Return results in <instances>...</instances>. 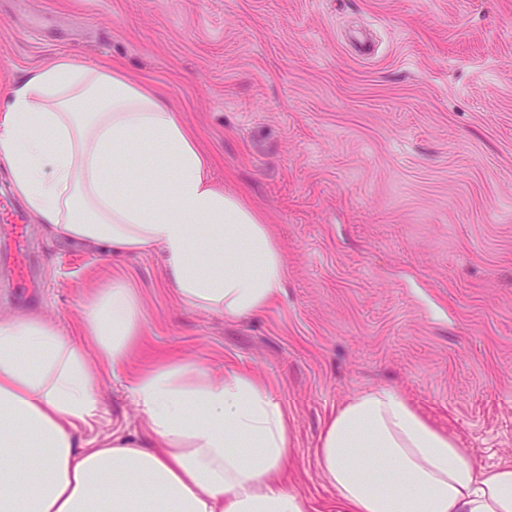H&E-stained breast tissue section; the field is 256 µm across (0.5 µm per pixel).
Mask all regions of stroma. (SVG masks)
<instances>
[{
	"label": "stroma",
	"mask_w": 512,
	"mask_h": 512,
	"mask_svg": "<svg viewBox=\"0 0 512 512\" xmlns=\"http://www.w3.org/2000/svg\"><path fill=\"white\" fill-rule=\"evenodd\" d=\"M61 53L172 103L285 264L279 298L232 319L185 304L158 251L0 222V317L74 337L113 280L138 297L137 347L99 365L102 429L134 433L138 373L182 362L280 402L305 512H339L318 438L381 385L481 465L512 463V0H0V108Z\"/></svg>",
	"instance_id": "obj_1"
}]
</instances>
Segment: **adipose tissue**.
<instances>
[{"label":"adipose tissue","mask_w":512,"mask_h":512,"mask_svg":"<svg viewBox=\"0 0 512 512\" xmlns=\"http://www.w3.org/2000/svg\"><path fill=\"white\" fill-rule=\"evenodd\" d=\"M0 157L15 194L56 240L160 250L189 305L262 313L284 266L261 216L213 182L178 112L120 69L59 54L13 87ZM140 333L122 280L86 306L82 341L40 316L0 319V512H304L282 480L288 418L254 378L191 364L140 374L132 435L100 437V371ZM340 512H512V464L480 466L397 390L342 402L315 450Z\"/></svg>","instance_id":"1"}]
</instances>
